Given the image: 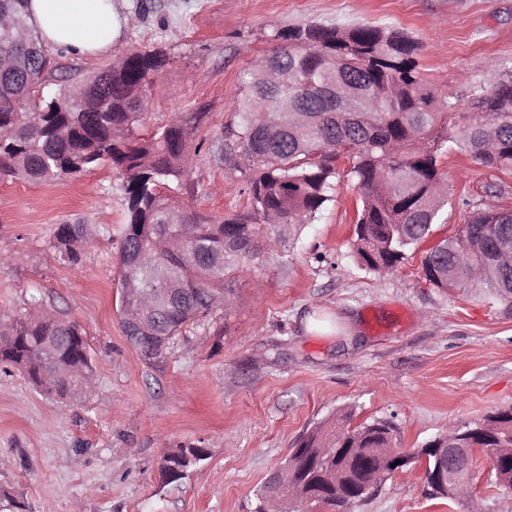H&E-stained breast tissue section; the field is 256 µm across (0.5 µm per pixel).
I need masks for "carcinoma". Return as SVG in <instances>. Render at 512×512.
<instances>
[{"label": "carcinoma", "instance_id": "1", "mask_svg": "<svg viewBox=\"0 0 512 512\" xmlns=\"http://www.w3.org/2000/svg\"><path fill=\"white\" fill-rule=\"evenodd\" d=\"M26 0H0V128L14 136L0 140V175L49 182L110 164L124 175L125 222L119 232V284L137 279L140 288L169 284L160 271L178 277L173 308L152 331L173 341L190 323L214 310L213 298H230L232 285L261 253L291 238L331 201V190L346 177L362 190L356 209L352 251L358 266L388 274L408 252L432 236L448 185L439 162L448 148L480 165L512 173V76L490 95H473L466 111L458 101L428 87L418 71L420 44L393 27L297 26L275 38L287 47L270 54L287 70L288 94L271 87L251 67L236 120L224 125L214 157L243 176L250 204L245 213L202 214L167 194L191 163L188 131L173 115L149 134L139 133L147 89L161 76L159 52L123 53L112 65L74 89L43 92L51 65L40 37L27 22ZM357 76L362 99L383 96L386 111L365 105L339 112L315 85ZM85 225L61 224L54 247L75 265ZM512 244V215L475 209L453 238L435 244L422 261L424 279L442 290H487L512 305V263L497 262L494 246ZM56 349L55 361L73 373L95 371L80 325L47 309L0 321V366L24 373L43 394L73 400L71 381L48 377L52 361L40 353ZM394 425L365 421L336 431L318 425L303 434L286 462L307 468L323 448L335 449L324 469L299 492L319 498L335 512H350L351 499L365 476L386 468ZM463 444L487 451L512 448V408L487 415L459 430Z\"/></svg>", "mask_w": 512, "mask_h": 512}]
</instances>
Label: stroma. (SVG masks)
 <instances>
[{
  "instance_id": "35a3bbf8",
  "label": "stroma",
  "mask_w": 512,
  "mask_h": 512,
  "mask_svg": "<svg viewBox=\"0 0 512 512\" xmlns=\"http://www.w3.org/2000/svg\"><path fill=\"white\" fill-rule=\"evenodd\" d=\"M125 12L119 51L166 55L141 130L187 119L193 164L173 194L212 215L248 209L240 174L225 172L212 144L279 30L403 29L421 44L422 78L464 104L512 75V0H126ZM49 57L53 89L113 60ZM439 165L450 187L440 222L393 273L356 265L361 195L341 178L312 223L236 281L230 307L184 330L159 364L122 332L112 235L125 218L121 175L103 165L52 182L0 178V254L20 257L0 267V315L31 312L36 300L78 323L96 374L91 396L62 401L0 371V512H254L268 475L318 423L388 419L411 453L512 406V308L435 288L422 273L433 240L454 237L471 207L512 208V176L454 152ZM77 222L86 241L72 265L55 231ZM198 441L207 459L166 482L163 454ZM472 476L468 497L433 498L415 463L352 512H512L485 453Z\"/></svg>"
}]
</instances>
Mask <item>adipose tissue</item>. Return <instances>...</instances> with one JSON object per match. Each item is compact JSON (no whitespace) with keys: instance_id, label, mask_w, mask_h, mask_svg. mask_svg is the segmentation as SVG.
Wrapping results in <instances>:
<instances>
[{"instance_id":"adipose-tissue-1","label":"adipose tissue","mask_w":512,"mask_h":512,"mask_svg":"<svg viewBox=\"0 0 512 512\" xmlns=\"http://www.w3.org/2000/svg\"><path fill=\"white\" fill-rule=\"evenodd\" d=\"M124 0H26L44 46L69 55L111 53L128 25Z\"/></svg>"}]
</instances>
